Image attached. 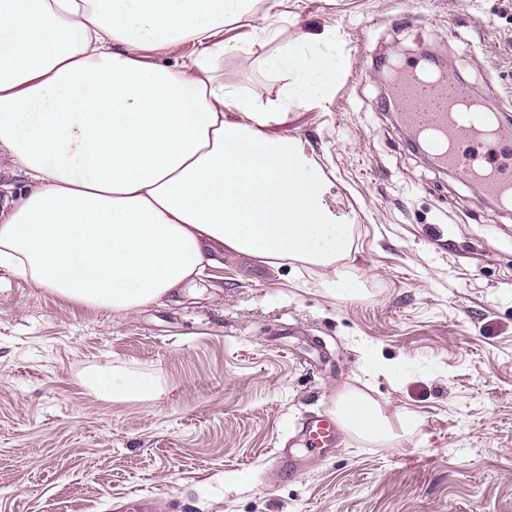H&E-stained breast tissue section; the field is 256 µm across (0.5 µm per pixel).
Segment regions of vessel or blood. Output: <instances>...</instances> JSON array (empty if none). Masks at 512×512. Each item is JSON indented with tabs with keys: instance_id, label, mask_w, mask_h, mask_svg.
I'll return each mask as SVG.
<instances>
[{
	"instance_id": "obj_1",
	"label": "vessel or blood",
	"mask_w": 512,
	"mask_h": 512,
	"mask_svg": "<svg viewBox=\"0 0 512 512\" xmlns=\"http://www.w3.org/2000/svg\"><path fill=\"white\" fill-rule=\"evenodd\" d=\"M392 103L400 121L415 136L425 139L437 164L462 172L464 178L478 184L484 196L502 207L512 206V177L499 166L467 156L466 146L497 145L512 149V125L501 122V104L494 99L470 96L449 72L429 74L415 66L395 68ZM304 454L325 455L336 448L339 432L334 416L313 415L301 424ZM276 470L285 478L298 472L302 456L290 448L276 451ZM112 512H156L153 498L136 493L114 499Z\"/></svg>"
}]
</instances>
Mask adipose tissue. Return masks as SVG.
I'll list each match as a JSON object with an SVG mask.
<instances>
[{
  "label": "adipose tissue",
  "instance_id": "1",
  "mask_svg": "<svg viewBox=\"0 0 512 512\" xmlns=\"http://www.w3.org/2000/svg\"><path fill=\"white\" fill-rule=\"evenodd\" d=\"M288 0H0V149L27 181L0 218V267L71 301L120 315L194 282L215 247L276 266L320 268L332 290L354 227L301 139L271 133L289 102H320L340 61L325 28L291 42L272 23ZM275 42L265 69L286 77L261 102L224 82V56L244 50L228 23ZM186 57L168 58L175 42ZM101 398L153 394L147 379L95 368ZM343 427L372 440L411 431L366 393H343Z\"/></svg>",
  "mask_w": 512,
  "mask_h": 512
}]
</instances>
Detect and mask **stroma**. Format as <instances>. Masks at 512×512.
<instances>
[{"instance_id": "stroma-1", "label": "stroma", "mask_w": 512, "mask_h": 512, "mask_svg": "<svg viewBox=\"0 0 512 512\" xmlns=\"http://www.w3.org/2000/svg\"><path fill=\"white\" fill-rule=\"evenodd\" d=\"M279 26L336 30L331 98L276 131L312 150L354 224L338 269L357 292L224 250L195 287L115 315L0 267V512H108L131 492L157 512H512V209L428 164L383 84L427 50L512 106V0H296ZM273 49L225 55V83L277 99ZM105 364L155 393L97 399L84 381ZM347 389L422 423L390 442L342 433L272 481L275 448Z\"/></svg>"}]
</instances>
